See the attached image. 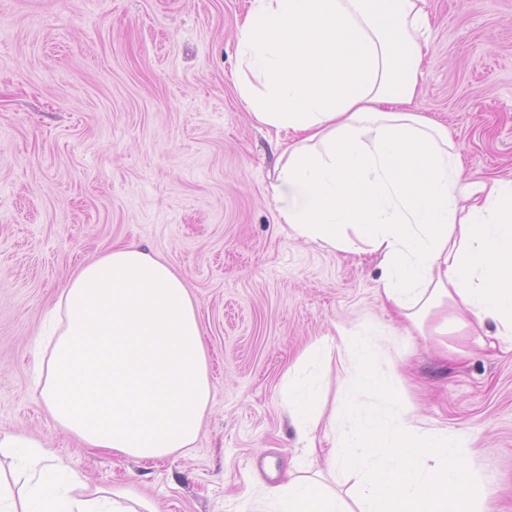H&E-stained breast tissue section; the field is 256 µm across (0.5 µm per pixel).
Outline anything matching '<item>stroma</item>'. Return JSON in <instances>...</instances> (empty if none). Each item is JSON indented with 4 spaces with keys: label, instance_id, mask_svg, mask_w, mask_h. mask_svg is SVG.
Segmentation results:
<instances>
[{
    "label": "stroma",
    "instance_id": "obj_1",
    "mask_svg": "<svg viewBox=\"0 0 512 512\" xmlns=\"http://www.w3.org/2000/svg\"><path fill=\"white\" fill-rule=\"evenodd\" d=\"M249 0H0V429L40 440L89 488L136 481L158 512H253L255 473L318 468L284 373L344 327L370 336L427 425L468 440L512 512V350L441 356L404 335L380 270L289 238L270 183L276 141L232 83ZM416 111L447 127L463 178L512 179V0H428ZM136 244L184 278L212 403L196 443L142 463L83 447L34 389L45 312L83 263ZM348 423L339 356L312 369Z\"/></svg>",
    "mask_w": 512,
    "mask_h": 512
}]
</instances>
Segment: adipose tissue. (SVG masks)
Listing matches in <instances>:
<instances>
[{
    "label": "adipose tissue",
    "mask_w": 512,
    "mask_h": 512,
    "mask_svg": "<svg viewBox=\"0 0 512 512\" xmlns=\"http://www.w3.org/2000/svg\"><path fill=\"white\" fill-rule=\"evenodd\" d=\"M426 0H251L234 86L280 150L271 183L291 238L374 256L376 292L406 335L444 346L449 323L512 346V180H460L447 127L411 106L425 79ZM341 352L352 417L321 423L318 391L290 367L288 417L329 447L353 499L287 470L259 512H492L467 443L427 427L377 367L371 339L339 329L307 360ZM38 395L84 445L156 461L197 441L212 388L196 305L154 253L115 247L68 280L37 339ZM388 402L369 412L366 393ZM0 512H156L129 483L88 489L37 439L0 430Z\"/></svg>",
    "instance_id": "ef3b65f1"
}]
</instances>
